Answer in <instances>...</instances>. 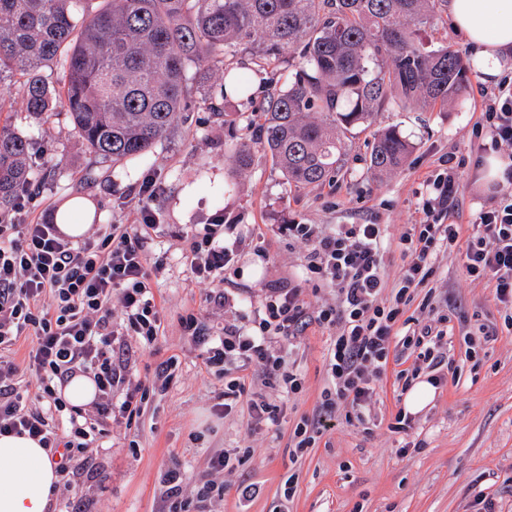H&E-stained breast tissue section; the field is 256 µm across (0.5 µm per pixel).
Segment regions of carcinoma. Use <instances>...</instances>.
Listing matches in <instances>:
<instances>
[{
	"label": "carcinoma",
	"mask_w": 512,
	"mask_h": 512,
	"mask_svg": "<svg viewBox=\"0 0 512 512\" xmlns=\"http://www.w3.org/2000/svg\"><path fill=\"white\" fill-rule=\"evenodd\" d=\"M445 0H0V85L40 119L63 103L89 153L114 164L148 155L178 121L197 81L213 79L208 109L252 99L237 48H259V66L286 50L288 82L258 107V141L237 138L245 170L255 145L288 185L330 184L345 167L346 140L386 109L417 111L461 97L469 65L422 33ZM0 128V212L38 182L51 160ZM411 142L376 131L369 168L394 172Z\"/></svg>",
	"instance_id": "carcinoma-1"
}]
</instances>
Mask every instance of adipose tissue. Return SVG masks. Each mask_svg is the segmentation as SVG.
<instances>
[{
  "label": "adipose tissue",
  "mask_w": 512,
  "mask_h": 512,
  "mask_svg": "<svg viewBox=\"0 0 512 512\" xmlns=\"http://www.w3.org/2000/svg\"><path fill=\"white\" fill-rule=\"evenodd\" d=\"M455 30L475 50L473 64L497 76L512 55V0H448ZM59 474L38 442L0 435V512H49Z\"/></svg>",
  "instance_id": "adipose-tissue-1"
}]
</instances>
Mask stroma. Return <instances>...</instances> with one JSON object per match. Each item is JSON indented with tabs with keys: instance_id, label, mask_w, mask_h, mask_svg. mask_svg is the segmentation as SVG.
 I'll use <instances>...</instances> for the list:
<instances>
[{
	"instance_id": "35a3bbf8",
	"label": "stroma",
	"mask_w": 512,
	"mask_h": 512,
	"mask_svg": "<svg viewBox=\"0 0 512 512\" xmlns=\"http://www.w3.org/2000/svg\"><path fill=\"white\" fill-rule=\"evenodd\" d=\"M497 85L474 72L463 96L448 105L378 113L370 127L349 138L336 184L301 190L288 186L263 151L255 152L249 169L235 166L223 114L204 105L205 84L165 140L147 156L118 165L91 156L66 113L36 124L24 112H1L0 126L33 137L36 150L55 166L26 223L50 221L70 197L84 196L95 206L97 223L138 224L142 180L153 178L157 187L151 208L158 228L145 252L149 263L161 266L152 291L164 331L152 344L134 348L130 367L135 379L150 386L156 365L169 359L175 378L166 391L150 395L138 423L113 424L107 447L79 463L71 491H59L57 512L72 495L86 512H164L163 471L179 464L192 488L206 481L218 454L232 463L224 470L223 495L207 501L206 512H485L488 501L494 512H512V333L484 342L479 363L467 359L464 334L498 323L499 314L490 287L465 276L461 251L440 250L431 289L418 291L438 313L451 303L457 307L448 356L459 366V378L437 387L406 433L390 427L404 400L398 373L408 363L401 359L375 381L370 427L346 420L345 408H337L335 428L303 457L291 458L295 423L317 410L329 385L325 356L332 330L310 326L291 346L287 360L304 380L299 393L287 394L277 382H265L259 367H248L254 389L280 409L272 424L255 421L241 401L225 412L216 409L225 376L207 370L203 347L179 326L180 316L192 310L216 332L228 322L248 327L271 289L303 286L308 248L281 234L284 224L386 225L385 272L396 281L404 264L398 238L420 219L426 180L442 160L451 156L462 163L464 203L457 223L469 224L476 210L490 206L495 191L473 164L471 133ZM391 126L413 149L400 168L379 177L369 168L370 144L375 130ZM218 214L227 242L240 244L236 270L224 275L228 300L221 308L206 302L209 287L197 282L180 242L184 232ZM259 241L267 250L262 257L253 250ZM290 477L295 493L287 501L283 489ZM242 481L258 484L260 494L241 498Z\"/></svg>"
}]
</instances>
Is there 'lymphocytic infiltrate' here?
<instances>
[{"instance_id":"obj_1","label":"lymphocytic infiltrate","mask_w":512,"mask_h":512,"mask_svg":"<svg viewBox=\"0 0 512 512\" xmlns=\"http://www.w3.org/2000/svg\"><path fill=\"white\" fill-rule=\"evenodd\" d=\"M478 153H502L510 192L474 215L472 232L463 235L451 217L461 194L455 165L432 179L421 217L398 241L406 264L396 285H389L383 263L386 229L381 224H340L331 230L318 224H289L292 239L309 245L306 279L314 286L335 287L336 301L307 315L302 289L271 290L255 318L252 332L228 325L211 337L195 313L182 315L184 335L205 348V364L223 373L228 362L255 364L289 393L302 388L301 377L288 368L284 345L310 325L335 329L328 350L330 384L315 412L293 431V457L315 447L334 427L338 405L364 421L374 398V379L389 363L392 346L411 360L400 371L404 381L429 373L441 384L458 368L445 351L453 336L452 318L442 314L400 323L403 308L419 288L435 277L441 248L464 244V269L474 282L491 287L506 328H512V82L498 85L484 119L472 130ZM156 195L152 179L139 189L141 223L104 224L87 237L74 239L57 225L28 224L24 217L37 198L27 191L17 209L0 216V435H25L56 457L62 475L75 459L109 437L114 421L133 423L141 416L149 390L134 380L118 347L128 341L153 343L163 324L152 292L144 242L155 229L150 204ZM237 249L224 241V220L216 218L185 237L182 254L196 279L212 284L208 298L225 301L219 283L233 264ZM24 336L35 337L25 365L7 352ZM90 375L97 393L91 409L69 404L62 389L76 374ZM122 399H115V392ZM227 402L245 400L250 415L277 422L278 408L250 389L247 376L226 381L218 394ZM167 512H204L202 504L214 486L203 483L186 496L179 465L162 475Z\"/></svg>"}]
</instances>
